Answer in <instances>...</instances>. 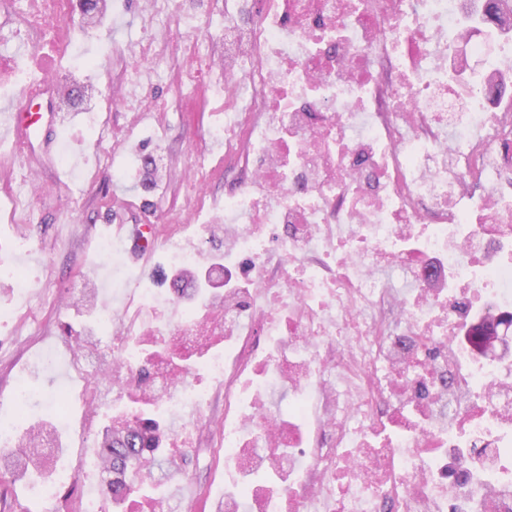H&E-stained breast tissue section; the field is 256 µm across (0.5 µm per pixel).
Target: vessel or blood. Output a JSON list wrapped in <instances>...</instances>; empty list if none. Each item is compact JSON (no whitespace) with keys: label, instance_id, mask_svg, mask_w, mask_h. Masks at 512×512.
<instances>
[{"label":"vessel or blood","instance_id":"1","mask_svg":"<svg viewBox=\"0 0 512 512\" xmlns=\"http://www.w3.org/2000/svg\"><path fill=\"white\" fill-rule=\"evenodd\" d=\"M69 118V113L53 106L40 113L30 111L28 104L22 103L9 113L6 130L19 144L34 147V160L46 162L53 157L59 126Z\"/></svg>","mask_w":512,"mask_h":512}]
</instances>
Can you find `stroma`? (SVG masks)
I'll return each instance as SVG.
<instances>
[{"instance_id":"1","label":"stroma","mask_w":512,"mask_h":512,"mask_svg":"<svg viewBox=\"0 0 512 512\" xmlns=\"http://www.w3.org/2000/svg\"><path fill=\"white\" fill-rule=\"evenodd\" d=\"M143 0H123L118 20H105L98 37H84L79 16H72L74 44L80 57L54 61V69H80L85 86L109 83L124 87L137 65L112 55L113 41L130 42L141 34ZM169 103L162 125L153 137L140 142L147 155H161L164 186L143 192L135 179L116 182L113 166L122 156L110 148L113 131L132 118L121 102L102 100L104 129H91L89 117L78 114L57 131L58 142L71 146L68 161L46 165L30 163V152L10 139L0 138V160L34 173L39 186L29 199V221L11 223L12 199L0 192V262L27 273L33 286L17 295L0 287V418L12 419L16 388L28 382L35 390L30 414L57 425V502L44 499L36 480L0 471V512H79L80 493L70 481L74 473L90 474L97 456L99 423L129 405L127 396L102 382L93 364L73 369L76 341L109 348L107 334L92 335L93 318L87 313L88 282H96L104 297H111L112 264L101 258L97 243L113 238V225L151 224L158 236H175L199 249L202 266H209L212 246L196 227L166 223L167 214L184 202L190 168L213 151L207 128L219 113L190 97L177 72L155 89ZM67 384V399L54 405L50 394ZM224 420V393L191 416L196 426L191 447L181 449L170 471L167 493L174 512H210L211 495L224 485V461L213 452L216 429Z\"/></svg>"}]
</instances>
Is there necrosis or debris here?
<instances>
[{
	"label": "necrosis or debris",
	"instance_id": "obj_1",
	"mask_svg": "<svg viewBox=\"0 0 512 512\" xmlns=\"http://www.w3.org/2000/svg\"><path fill=\"white\" fill-rule=\"evenodd\" d=\"M156 3L122 53L159 84L177 46L180 77L224 115L209 140L244 167L224 191V275L241 286L166 336L224 383L216 512H512V371L456 342L475 307L512 312V108L491 109L484 82L448 83L461 0H240L204 52L219 0ZM72 9L0 0L24 99L65 91L28 64L73 54ZM215 68L220 97L203 84ZM167 302L137 291L98 327L106 377L153 405L176 451L204 393L130 347Z\"/></svg>",
	"mask_w": 512,
	"mask_h": 512
}]
</instances>
